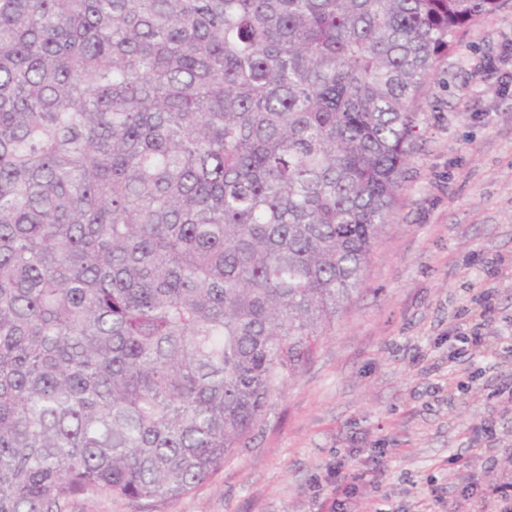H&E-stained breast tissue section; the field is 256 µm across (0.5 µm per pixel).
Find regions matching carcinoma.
<instances>
[{"label":"carcinoma","mask_w":512,"mask_h":512,"mask_svg":"<svg viewBox=\"0 0 512 512\" xmlns=\"http://www.w3.org/2000/svg\"><path fill=\"white\" fill-rule=\"evenodd\" d=\"M509 0H0V512L224 465L363 286L420 99Z\"/></svg>","instance_id":"1"}]
</instances>
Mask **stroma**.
<instances>
[{
    "label": "stroma",
    "instance_id": "1",
    "mask_svg": "<svg viewBox=\"0 0 512 512\" xmlns=\"http://www.w3.org/2000/svg\"><path fill=\"white\" fill-rule=\"evenodd\" d=\"M363 288L244 446L160 512H507L512 483V7L437 60ZM481 336L480 345L466 336ZM339 469L336 470V497L326 500L322 504L321 512H346L349 500L355 497L358 486L353 479L351 482L338 479Z\"/></svg>",
    "mask_w": 512,
    "mask_h": 512
}]
</instances>
